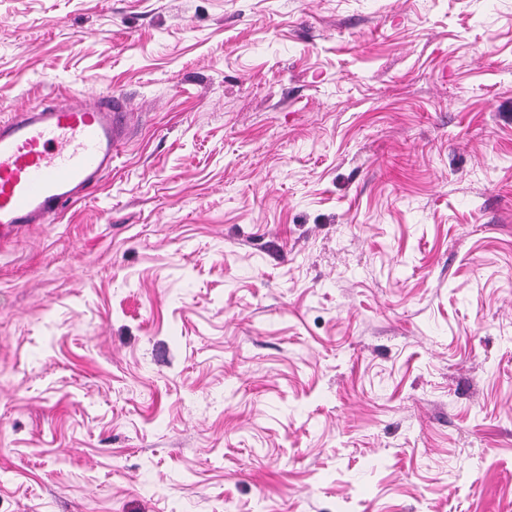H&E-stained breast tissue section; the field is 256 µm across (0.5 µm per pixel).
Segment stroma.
Instances as JSON below:
<instances>
[{
	"mask_svg": "<svg viewBox=\"0 0 512 512\" xmlns=\"http://www.w3.org/2000/svg\"><path fill=\"white\" fill-rule=\"evenodd\" d=\"M113 91L0 243V512H512V0H0V119Z\"/></svg>",
	"mask_w": 512,
	"mask_h": 512,
	"instance_id": "stroma-1",
	"label": "stroma"
}]
</instances>
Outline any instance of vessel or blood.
Instances as JSON below:
<instances>
[{
	"label": "vessel or blood",
	"mask_w": 512,
	"mask_h": 512,
	"mask_svg": "<svg viewBox=\"0 0 512 512\" xmlns=\"http://www.w3.org/2000/svg\"><path fill=\"white\" fill-rule=\"evenodd\" d=\"M124 94L20 107L0 120V240L46 224L94 190L130 138Z\"/></svg>",
	"instance_id": "vessel-or-blood-1"
}]
</instances>
